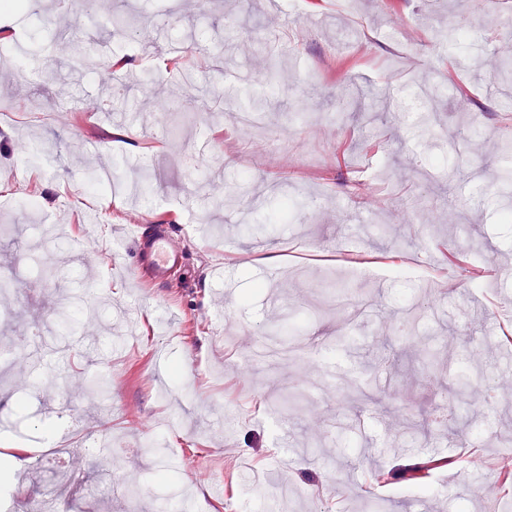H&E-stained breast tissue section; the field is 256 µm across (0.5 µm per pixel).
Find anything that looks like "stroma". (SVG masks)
Wrapping results in <instances>:
<instances>
[{
	"mask_svg": "<svg viewBox=\"0 0 512 512\" xmlns=\"http://www.w3.org/2000/svg\"><path fill=\"white\" fill-rule=\"evenodd\" d=\"M36 2L34 16L0 13V52L35 75L18 99L13 73L0 70V110L11 113L0 120V226L12 229L0 235V342L17 346L0 362V436L22 435L26 472L14 496L36 503L58 489L57 512H99L62 463L63 449L76 448L83 484L114 485L111 512H163L172 494L184 512H364L371 498L386 512H484L490 486L512 512V489L488 470L439 468L425 493L370 479L421 456L414 427L434 423L448 380L429 378L426 359L488 389L461 348L471 333L484 339L481 370H512V353L483 326L512 322V223L500 219L512 186L495 178L512 123L505 87L457 67L470 43L433 39L470 21L491 56L512 57L499 31L512 0L479 18L470 0H360L354 10L337 0H119L111 17L173 5L179 15L123 51L125 70L143 79L130 91L136 111L117 126L79 109L107 98L98 54L51 42L72 17L57 0ZM409 27L419 40H404ZM276 53L277 75L254 67ZM434 82L430 104L420 88ZM461 89L471 96L464 112ZM258 98L267 109L256 126L240 123ZM466 130L492 149L474 153L456 138ZM145 155L151 190L135 200L121 185ZM94 169L113 188L92 201L84 176ZM197 173L214 187L205 224L186 204ZM286 197L304 206L278 233L240 234ZM448 210L455 223L438 222ZM134 222L168 229L188 278L130 287L134 247L113 237ZM473 246L492 260L478 286L442 264L445 252ZM230 272L236 296L223 311ZM66 306L80 322L64 338ZM272 312L304 319L302 343L282 363L236 345L240 336L273 344ZM344 333L356 344L329 352ZM98 376L112 383L108 398L88 387ZM285 389L301 405L272 410ZM473 418L485 427L480 448L512 451V401ZM150 443L160 455L146 454ZM188 456L196 475L164 481ZM267 472L287 496L266 493L258 477ZM127 475L137 499L124 493Z\"/></svg>",
	"mask_w": 512,
	"mask_h": 512,
	"instance_id": "35a3bbf8",
	"label": "stroma"
}]
</instances>
